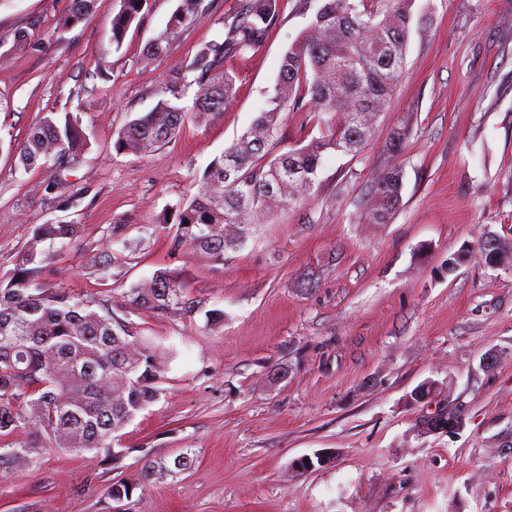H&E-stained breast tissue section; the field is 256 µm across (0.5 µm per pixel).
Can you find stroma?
<instances>
[{"mask_svg":"<svg viewBox=\"0 0 512 512\" xmlns=\"http://www.w3.org/2000/svg\"><path fill=\"white\" fill-rule=\"evenodd\" d=\"M433 2L412 27L402 77L372 137L352 156L328 155L315 202L284 211L215 265L172 250L164 226L195 195L196 177L250 125L315 0H285L267 42L227 60L235 99L171 143L142 154L112 148L148 112L153 92L199 43L222 37L209 10L155 65L138 59L177 0H148L122 45L110 23L122 0H97L91 19L55 29L72 0H0V275L36 224L68 222V245L44 244V284L111 312L136 335L175 347L157 403L94 451L43 448L0 476V512H512V269L450 253L485 232L512 238V9L503 0ZM36 38L12 49L16 32ZM78 115L90 142L69 200L51 167L22 171L16 147L46 113ZM411 117L399 158L402 206L389 224L352 220L387 162L388 133ZM116 240L112 276L87 260ZM159 269L178 276L183 308L159 316L128 295ZM224 312L222 323L207 311ZM446 385L463 426L423 434L409 395ZM330 463L317 464L320 453ZM189 454L190 467L138 478L151 461ZM314 467L296 471L297 459ZM133 484L113 500L111 484Z\"/></svg>","mask_w":512,"mask_h":512,"instance_id":"obj_1","label":"stroma"}]
</instances>
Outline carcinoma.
Instances as JSON below:
<instances>
[{
    "mask_svg": "<svg viewBox=\"0 0 512 512\" xmlns=\"http://www.w3.org/2000/svg\"><path fill=\"white\" fill-rule=\"evenodd\" d=\"M148 0H123L112 17V43L120 45ZM204 0H178L165 29L145 47L140 64L150 67L172 42L203 17ZM415 0H322L311 22L282 58L273 94L240 137L206 166L198 192L177 214L172 246L224 263L265 224L287 208L316 199L319 171L330 152L365 151L402 75L414 19ZM96 0H73L59 23L65 31L87 21ZM281 0H239L238 10L221 20L224 37L202 42L194 54L154 92L152 109L129 122L113 143L118 154H142L171 142L183 124L213 118L236 94V75L224 69L230 57L243 58L260 48L276 26ZM191 99L186 107L182 101ZM309 112L320 136L274 152L288 113ZM413 132L411 119L394 127L383 152L397 159ZM89 147L78 116L49 113L18 150L27 171L49 163L68 164ZM403 171L387 163L374 170L371 189L358 213L362 224H388L402 201ZM78 225L36 224L15 268L0 276V474L31 459L46 446L103 451L112 456V439L159 400L165 365L175 349L160 351L145 336L64 291L42 281L45 259L38 245H67ZM492 259L512 268V239L487 233L468 253L448 256V271L466 255ZM129 302L163 314L182 303L176 276L157 270L129 294ZM25 430L28 441L15 434ZM190 456L173 466L153 462L142 480L183 471Z\"/></svg>",
    "mask_w": 512,
    "mask_h": 512,
    "instance_id": "obj_1",
    "label": "carcinoma"
}]
</instances>
